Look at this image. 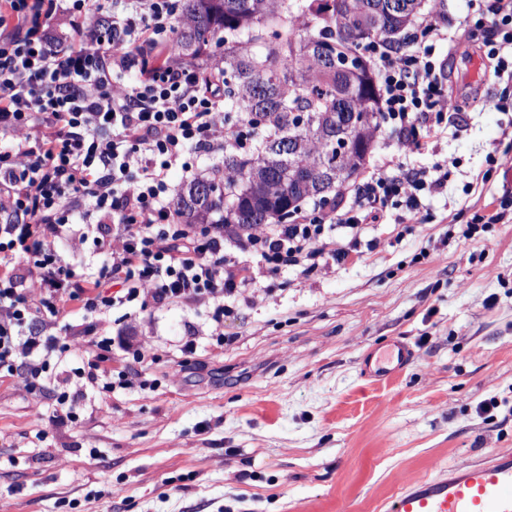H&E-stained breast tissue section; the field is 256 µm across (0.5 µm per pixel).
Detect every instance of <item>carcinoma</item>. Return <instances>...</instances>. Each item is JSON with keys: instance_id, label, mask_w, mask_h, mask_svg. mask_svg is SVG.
<instances>
[{"instance_id": "cac0c4a2", "label": "carcinoma", "mask_w": 512, "mask_h": 512, "mask_svg": "<svg viewBox=\"0 0 512 512\" xmlns=\"http://www.w3.org/2000/svg\"><path fill=\"white\" fill-rule=\"evenodd\" d=\"M171 50L224 66V129L248 145L224 150V166L179 193L180 224H222L246 232L286 224L322 189L335 160L358 177L376 146L383 115L369 54L411 28L406 14L373 10V0H181ZM306 113L299 128L294 113ZM354 112L370 121L349 130L336 153L333 138ZM301 138L294 156L281 144Z\"/></svg>"}]
</instances>
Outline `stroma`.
I'll return each mask as SVG.
<instances>
[{
  "mask_svg": "<svg viewBox=\"0 0 512 512\" xmlns=\"http://www.w3.org/2000/svg\"><path fill=\"white\" fill-rule=\"evenodd\" d=\"M454 92L477 88L422 168L456 160L412 233L371 224L363 251L311 274L288 269L244 292L211 335V304L63 312L72 355L95 337L133 330L145 363L113 351V370L156 380L92 393L70 363L43 389L0 379V512H379L410 479L512 448V223L472 237L474 213L512 200V165L490 180L487 159L512 145V81L473 56L437 48ZM195 337L183 359L179 347ZM390 337L417 360L371 385L360 356ZM67 394L76 421L59 417ZM496 399L492 414L481 402Z\"/></svg>",
  "mask_w": 512,
  "mask_h": 512,
  "instance_id": "1",
  "label": "stroma"
}]
</instances>
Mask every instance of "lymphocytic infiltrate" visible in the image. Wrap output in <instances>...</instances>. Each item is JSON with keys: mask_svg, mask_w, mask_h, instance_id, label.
<instances>
[{"mask_svg": "<svg viewBox=\"0 0 512 512\" xmlns=\"http://www.w3.org/2000/svg\"><path fill=\"white\" fill-rule=\"evenodd\" d=\"M179 0H129L102 25L106 0H0V373L42 386L62 363L55 329L65 308L90 316L114 307L210 302L217 344L233 301L260 277L282 269L307 274L355 251L364 225L413 221L425 196L448 184L451 159L433 169L407 156L429 151L461 110L437 44L456 51L457 32L483 30L478 52L497 76L512 77V0H482L456 30L432 8L411 50L377 45L379 107L397 134L394 153L371 164L329 208L298 214L247 234L227 248L220 224H178L166 205L168 174L190 149L223 151L224 70L169 55ZM68 51H61V44ZM89 200L98 221L75 233L73 216ZM407 212L392 216L393 206ZM344 230L341 244L335 230ZM105 260L97 276L74 280L58 249L72 235ZM93 360L76 368L99 392L131 387L105 368L120 347L146 353L133 337L96 339Z\"/></svg>", "mask_w": 512, "mask_h": 512, "instance_id": "obj_1", "label": "lymphocytic infiltrate"}]
</instances>
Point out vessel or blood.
Wrapping results in <instances>:
<instances>
[{
	"label": "vessel or blood",
	"mask_w": 512,
	"mask_h": 512,
	"mask_svg": "<svg viewBox=\"0 0 512 512\" xmlns=\"http://www.w3.org/2000/svg\"><path fill=\"white\" fill-rule=\"evenodd\" d=\"M415 359L408 341L394 340L363 353L359 373L372 382H388ZM385 512H512V450L451 468L436 466L434 476L405 483Z\"/></svg>",
	"instance_id": "vessel-or-blood-1"
}]
</instances>
